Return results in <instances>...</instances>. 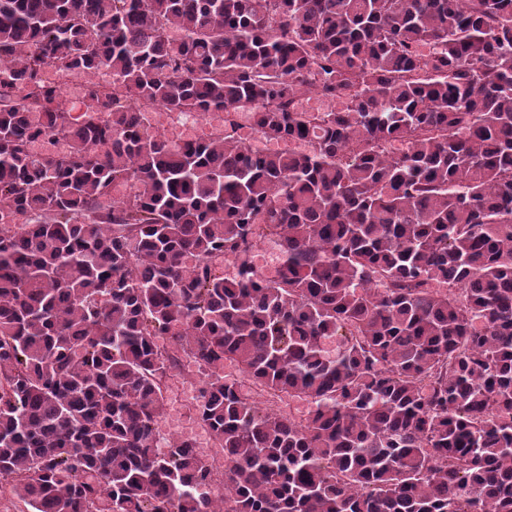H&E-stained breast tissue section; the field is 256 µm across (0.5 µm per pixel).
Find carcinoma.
Masks as SVG:
<instances>
[{
    "mask_svg": "<svg viewBox=\"0 0 512 512\" xmlns=\"http://www.w3.org/2000/svg\"><path fill=\"white\" fill-rule=\"evenodd\" d=\"M184 362L222 495L161 440ZM0 481L27 512H512V0H0ZM164 118L175 126L186 127L188 129L194 128L204 118L212 128L224 125V112L212 111L206 113L199 112H183L177 114V112L171 113L168 116L166 112L163 113ZM206 124V122H200L195 129V136L201 139H207L212 129Z\"/></svg>",
    "mask_w": 512,
    "mask_h": 512,
    "instance_id": "cac0c4a2",
    "label": "carcinoma"
}]
</instances>
